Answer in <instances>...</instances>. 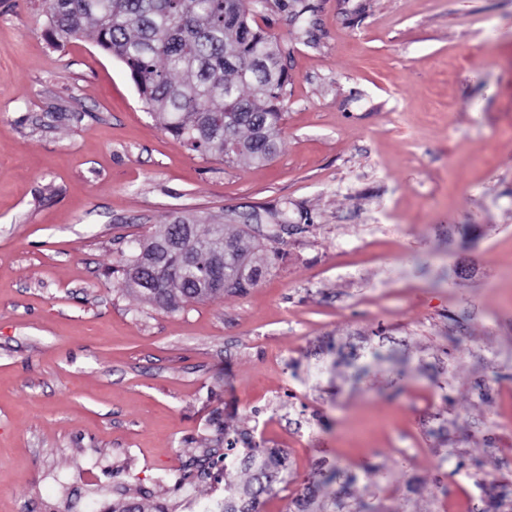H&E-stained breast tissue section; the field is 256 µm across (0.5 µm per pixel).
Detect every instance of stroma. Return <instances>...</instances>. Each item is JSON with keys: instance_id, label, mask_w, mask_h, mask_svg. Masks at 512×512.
Listing matches in <instances>:
<instances>
[{"instance_id": "stroma-1", "label": "stroma", "mask_w": 512, "mask_h": 512, "mask_svg": "<svg viewBox=\"0 0 512 512\" xmlns=\"http://www.w3.org/2000/svg\"><path fill=\"white\" fill-rule=\"evenodd\" d=\"M305 2L253 5L289 76L256 165L0 0V512L213 505L228 436L285 457L261 512L309 483L307 512L512 506V0ZM179 217L262 244L257 286L175 312L125 288Z\"/></svg>"}]
</instances>
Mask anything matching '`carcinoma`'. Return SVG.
<instances>
[{"label": "carcinoma", "instance_id": "1", "mask_svg": "<svg viewBox=\"0 0 512 512\" xmlns=\"http://www.w3.org/2000/svg\"><path fill=\"white\" fill-rule=\"evenodd\" d=\"M252 0H42L43 26L54 43L84 35L127 67L151 116L192 151L263 164L277 151L288 72L277 39L253 26ZM257 244L222 224L179 219L161 224L123 261L125 287L163 310L176 300L202 302L224 292L210 273L235 280L238 268H265ZM161 287L149 290L145 279ZM241 464L255 471L240 487L228 468L222 512H258L273 491L281 460L252 449Z\"/></svg>", "mask_w": 512, "mask_h": 512}]
</instances>
